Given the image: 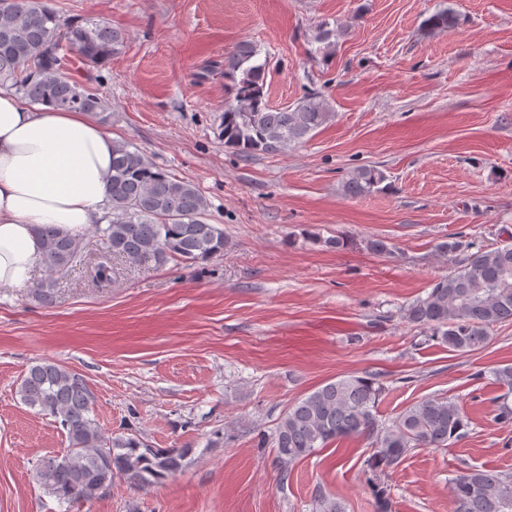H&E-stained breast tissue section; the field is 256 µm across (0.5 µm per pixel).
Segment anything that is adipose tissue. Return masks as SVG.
<instances>
[{
	"instance_id": "obj_1",
	"label": "adipose tissue",
	"mask_w": 512,
	"mask_h": 512,
	"mask_svg": "<svg viewBox=\"0 0 512 512\" xmlns=\"http://www.w3.org/2000/svg\"><path fill=\"white\" fill-rule=\"evenodd\" d=\"M112 145L86 113L31 106L0 89V289L30 281L42 225L77 236L101 221Z\"/></svg>"
}]
</instances>
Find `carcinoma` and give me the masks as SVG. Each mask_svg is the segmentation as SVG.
<instances>
[{"mask_svg":"<svg viewBox=\"0 0 512 512\" xmlns=\"http://www.w3.org/2000/svg\"><path fill=\"white\" fill-rule=\"evenodd\" d=\"M432 30L459 24L451 8L426 19ZM124 42L110 25L63 23L41 0H0V86L8 85L34 104L111 117L105 101L63 73L69 53L89 68L104 63ZM249 42L224 57V76L233 82V101L224 108V145L241 155L273 153L304 142L331 116L317 96L275 109L264 94L267 61ZM385 175L358 170L346 191L363 196L379 190ZM110 212L94 225L102 260L97 283L112 282V257L132 263L179 260L190 266L224 251V229L207 222L208 201L192 182L168 175L138 149L116 141L107 178ZM46 277L33 282L32 293L50 303L60 280L85 261L81 239L54 225L41 227ZM448 256L470 255L466 264L436 281L427 296L405 309V319L429 339L468 353L490 342L495 325L512 321V244L493 249L463 236L438 244ZM384 387L373 377L331 380L290 406L277 424L273 447L286 469L328 444L347 439L371 441L367 465L385 473L418 447L445 448L466 436L468 419L457 402L425 396L406 407L389 426L377 418ZM22 403L54 418L66 432L67 452L38 462L41 483L62 503L90 502L125 477L135 486L151 485L182 469L187 448H152L134 435L104 433L93 416L95 397L81 375L48 360L31 366L19 390ZM455 512H512V478L489 470H465L449 481Z\"/></svg>","mask_w":512,"mask_h":512,"instance_id":"1","label":"carcinoma"}]
</instances>
